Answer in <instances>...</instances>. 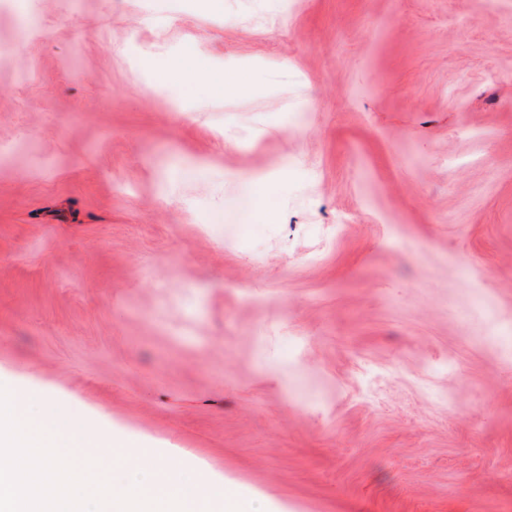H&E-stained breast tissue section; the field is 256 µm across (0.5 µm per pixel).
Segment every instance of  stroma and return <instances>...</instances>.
<instances>
[{
	"mask_svg": "<svg viewBox=\"0 0 512 512\" xmlns=\"http://www.w3.org/2000/svg\"><path fill=\"white\" fill-rule=\"evenodd\" d=\"M146 3L0 4V383L282 512H512V0ZM170 80H192L193 82L207 85L212 80L211 68L206 61H198L190 66L173 64L168 71Z\"/></svg>",
	"mask_w": 512,
	"mask_h": 512,
	"instance_id": "stroma-1",
	"label": "stroma"
}]
</instances>
